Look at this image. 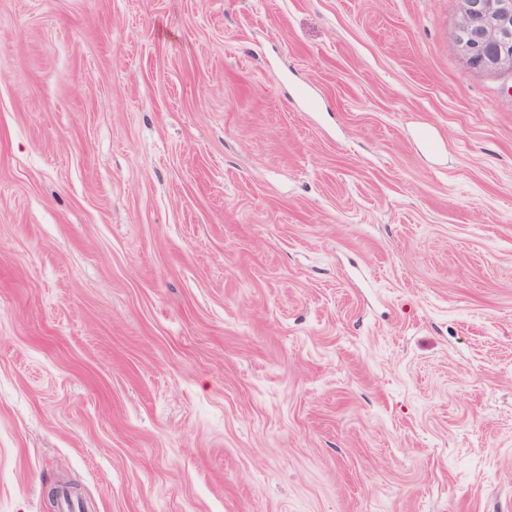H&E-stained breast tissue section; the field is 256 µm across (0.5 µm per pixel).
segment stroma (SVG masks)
I'll return each instance as SVG.
<instances>
[{"instance_id":"stroma-1","label":"stroma","mask_w":512,"mask_h":512,"mask_svg":"<svg viewBox=\"0 0 512 512\" xmlns=\"http://www.w3.org/2000/svg\"><path fill=\"white\" fill-rule=\"evenodd\" d=\"M458 0H0V512H512V72Z\"/></svg>"}]
</instances>
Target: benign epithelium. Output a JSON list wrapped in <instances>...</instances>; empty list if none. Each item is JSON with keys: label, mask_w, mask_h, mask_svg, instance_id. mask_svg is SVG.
Returning <instances> with one entry per match:
<instances>
[{"label": "benign epithelium", "mask_w": 512, "mask_h": 512, "mask_svg": "<svg viewBox=\"0 0 512 512\" xmlns=\"http://www.w3.org/2000/svg\"><path fill=\"white\" fill-rule=\"evenodd\" d=\"M452 47L475 68L512 69V0H459Z\"/></svg>", "instance_id": "1"}]
</instances>
